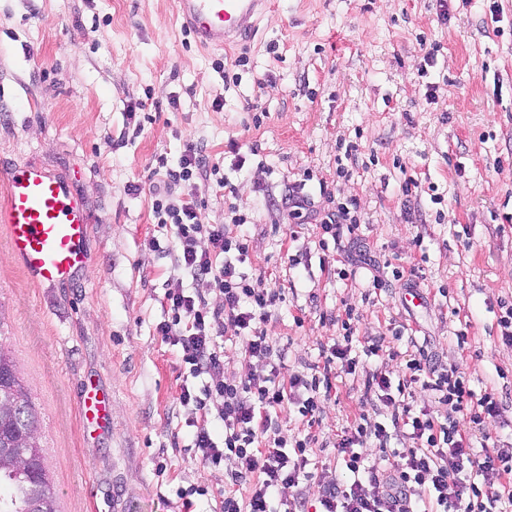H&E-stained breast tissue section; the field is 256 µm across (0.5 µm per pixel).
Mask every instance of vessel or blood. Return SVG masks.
<instances>
[{"label":"vessel or blood","instance_id":"1","mask_svg":"<svg viewBox=\"0 0 512 512\" xmlns=\"http://www.w3.org/2000/svg\"><path fill=\"white\" fill-rule=\"evenodd\" d=\"M266 0H176L184 25L203 48H224L255 27ZM6 225L11 254L40 284L66 286L87 262L89 220L65 180L40 167L6 171Z\"/></svg>","mask_w":512,"mask_h":512}]
</instances>
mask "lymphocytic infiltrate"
<instances>
[{
  "mask_svg": "<svg viewBox=\"0 0 512 512\" xmlns=\"http://www.w3.org/2000/svg\"><path fill=\"white\" fill-rule=\"evenodd\" d=\"M212 173L195 143L186 145L177 164L161 156L150 169L158 182L186 188L180 204L161 194L153 201L157 226L171 239L177 277L206 280L221 298L211 307L201 294L167 289L168 318L156 330L163 342L177 347L180 363L192 378L181 385L179 402L187 411L185 424L196 455L205 465L226 468L222 512H300L304 499L283 502L281 490L307 479L317 438L311 432L285 438L274 419L290 408L309 429L318 425L321 396L331 393L333 378L355 374L362 357L379 356L383 345L374 337L354 349V326L345 318L342 341L320 347L319 372L280 379L275 362L283 354L274 349L264 326L284 297L280 290L254 287L241 269L249 257L245 216H234L227 224L199 220L196 187ZM358 210V201L352 199L320 217L321 250L356 229ZM226 340L241 344L246 356L268 367V374L238 381L227 376L221 350ZM416 385L437 392L446 407L444 417L414 405L411 389ZM364 389L377 403L337 438L345 478L324 482L318 512H512V493L486 492L487 487L512 482V448L481 458L474 452L475 442L487 438L486 421L502 414L494 390L475 394L463 372L438 367L422 353L410 356L396 381L383 367L365 370ZM215 401L221 405L218 433L209 428L207 418L208 405ZM396 432L413 440V447H391ZM371 447L379 450L378 458L366 456ZM242 484L248 487L243 497L236 491Z\"/></svg>",
  "mask_w": 512,
  "mask_h": 512,
  "instance_id": "1",
  "label": "lymphocytic infiltrate"
}]
</instances>
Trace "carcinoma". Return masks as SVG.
Instances as JSON below:
<instances>
[{"instance_id": "carcinoma-1", "label": "carcinoma", "mask_w": 512, "mask_h": 512, "mask_svg": "<svg viewBox=\"0 0 512 512\" xmlns=\"http://www.w3.org/2000/svg\"><path fill=\"white\" fill-rule=\"evenodd\" d=\"M16 394L29 399L22 377L7 352L0 348V395ZM20 436L12 414L0 406V448H11ZM34 468L0 466V512H29L37 489H42V512H57L54 485L42 464L36 430L27 433Z\"/></svg>"}]
</instances>
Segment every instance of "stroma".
I'll list each match as a JSON object with an SVG mask.
<instances>
[{
	"mask_svg": "<svg viewBox=\"0 0 512 512\" xmlns=\"http://www.w3.org/2000/svg\"><path fill=\"white\" fill-rule=\"evenodd\" d=\"M273 2L240 45L204 50L175 0H0V163L60 175L90 221L87 265L66 288L28 278L0 225V346L38 410L59 512H183L174 490L192 485L211 490L194 512H221L224 470L189 448L182 367L156 332L173 256L150 246L148 166L176 163L191 141L237 188L200 187L201 220L247 216L244 271L286 293L265 326L285 353L281 377L318 362L350 307L359 338L397 350L385 364L394 375L419 347L466 372L476 393L494 389L503 419L485 447L512 444V346L500 326L512 303V0H450L444 21L436 0ZM232 141L254 150L240 171ZM409 176L419 195L403 194ZM299 184L320 213L360 204L335 273L322 268L319 227L288 215ZM409 288L422 303L406 301ZM364 379L343 376L325 405L313 460L327 476L345 477L331 442ZM89 385L107 403L99 423L80 412Z\"/></svg>",
	"mask_w": 512,
	"mask_h": 512,
	"instance_id": "35a3bbf8",
	"label": "stroma"
}]
</instances>
